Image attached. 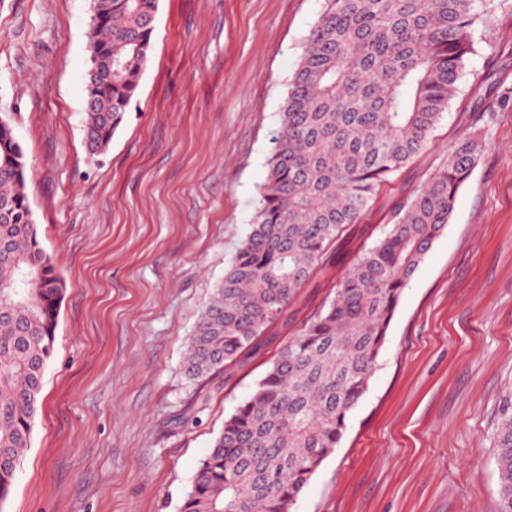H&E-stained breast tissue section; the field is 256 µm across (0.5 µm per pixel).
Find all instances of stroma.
Listing matches in <instances>:
<instances>
[{
  "instance_id": "35a3bbf8",
  "label": "stroma",
  "mask_w": 512,
  "mask_h": 512,
  "mask_svg": "<svg viewBox=\"0 0 512 512\" xmlns=\"http://www.w3.org/2000/svg\"><path fill=\"white\" fill-rule=\"evenodd\" d=\"M460 93L350 234L372 242L458 140L482 143L413 274L368 390L291 512H499L512 393V0ZM321 0H159L151 61L105 153L83 137L88 0H0V118L24 147L42 246L68 283L33 439L0 512H180L199 461L290 334L189 378L187 338L249 232ZM503 51L489 59L488 44ZM496 448L501 474L503 506L501 512H512V396L506 399L496 432Z\"/></svg>"
}]
</instances>
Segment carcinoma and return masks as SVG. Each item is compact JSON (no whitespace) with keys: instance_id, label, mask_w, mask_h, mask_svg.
<instances>
[{"instance_id":"1","label":"carcinoma","mask_w":512,"mask_h":512,"mask_svg":"<svg viewBox=\"0 0 512 512\" xmlns=\"http://www.w3.org/2000/svg\"><path fill=\"white\" fill-rule=\"evenodd\" d=\"M159 0H101L86 74L84 139L102 154L122 126L152 50ZM486 0H323L289 83L248 236L187 340L193 379L259 351L317 280L334 295L224 420L180 512H291L339 445L366 393L401 294L445 229L479 146L471 136L390 223L339 268L343 232L429 148L457 93L475 27H495ZM23 148L0 119V507L30 447L52 356L64 278L42 248ZM503 506L512 512V397L496 432Z\"/></svg>"}]
</instances>
